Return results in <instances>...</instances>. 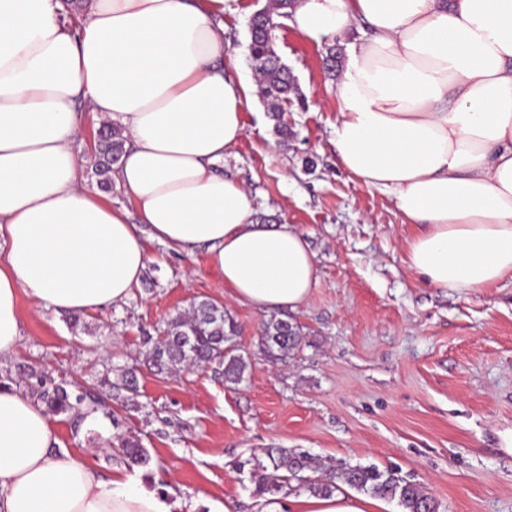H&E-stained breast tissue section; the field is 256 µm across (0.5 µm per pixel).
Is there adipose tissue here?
<instances>
[{"instance_id":"1","label":"adipose tissue","mask_w":512,"mask_h":512,"mask_svg":"<svg viewBox=\"0 0 512 512\" xmlns=\"http://www.w3.org/2000/svg\"><path fill=\"white\" fill-rule=\"evenodd\" d=\"M226 0H0V361L21 339L20 296L82 314L126 300L148 241L207 248L235 301L296 310L317 285L302 233L254 219L219 172L245 135L246 84L224 71ZM317 42L360 35L336 85L338 165L421 233L404 261L428 286L512 281V0H295ZM120 123L115 208L81 182L82 108ZM294 512H374V500L294 497ZM56 445L44 408L0 387V512H177Z\"/></svg>"}]
</instances>
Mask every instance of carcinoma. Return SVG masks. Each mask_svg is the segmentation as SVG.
<instances>
[{
	"instance_id": "cac0c4a2",
	"label": "carcinoma",
	"mask_w": 512,
	"mask_h": 512,
	"mask_svg": "<svg viewBox=\"0 0 512 512\" xmlns=\"http://www.w3.org/2000/svg\"><path fill=\"white\" fill-rule=\"evenodd\" d=\"M292 0H276L275 10L259 12L249 25V52L252 59L260 63L261 92L271 103L272 117L276 120V132L288 137V125L281 121L280 104H289L299 99L300 94L288 66L282 62L277 50L275 18L288 17ZM125 139L116 127L105 125L99 131V147L95 156L94 174L99 186L112 187V164L121 162ZM236 331L233 320L224 312V306L209 299L192 304L191 309L167 322L164 335L146 352L145 364L157 371L173 370L187 365L206 366L216 363L224 366V381L239 382L246 364L239 356L224 353L226 336ZM300 344L298 326L287 319L273 317L265 325L262 345L274 356H286ZM125 391L128 398L138 396L139 387L135 369L122 373L121 385L114 386L105 379L101 382L100 395H74L62 384L37 390L36 397L55 415L70 416L81 409L85 401L92 403V410L103 402V395H112V390ZM122 453L138 466L150 464L151 457L139 439L128 436L121 440ZM273 471H286L282 480H271L264 476L258 482L261 494L276 493L281 482L299 478V474L311 467L312 458L290 452L286 448L269 455ZM341 481L374 497L398 499L403 512H438L436 501L417 486L402 482L392 472H381L374 467L344 465L328 481L311 483L308 489L316 495H330Z\"/></svg>"
}]
</instances>
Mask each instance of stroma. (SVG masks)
<instances>
[{"label": "stroma", "instance_id": "1", "mask_svg": "<svg viewBox=\"0 0 512 512\" xmlns=\"http://www.w3.org/2000/svg\"><path fill=\"white\" fill-rule=\"evenodd\" d=\"M266 3L235 0L224 14L225 67L247 82L256 77L248 25ZM276 37L304 105L283 113L292 132L283 138L253 95L246 135L224 172L248 189L255 215L292 225L316 255L308 302L279 313L299 326V347L270 356L261 344L267 314L230 298L205 250L187 256L151 241L147 272L129 298L79 322L21 297L22 336L0 364V386L28 395L41 373L82 394L137 367L135 401L113 397L100 430L85 408L55 417L57 445L103 478L129 471L179 500L181 512H215L226 502L260 512L307 494L338 463L393 470L439 512H512V454L501 446L512 429V283L441 290L407 267L404 247L420 225L336 164L337 79L324 71L323 46L287 24ZM202 299L223 305L237 325L225 344L247 363L239 383L225 382L213 364L157 375L144 363L147 338ZM106 431L138 437L150 465L105 447ZM274 448L316 457L319 468L305 471V484L258 494L244 463Z\"/></svg>", "mask_w": 512, "mask_h": 512}]
</instances>
